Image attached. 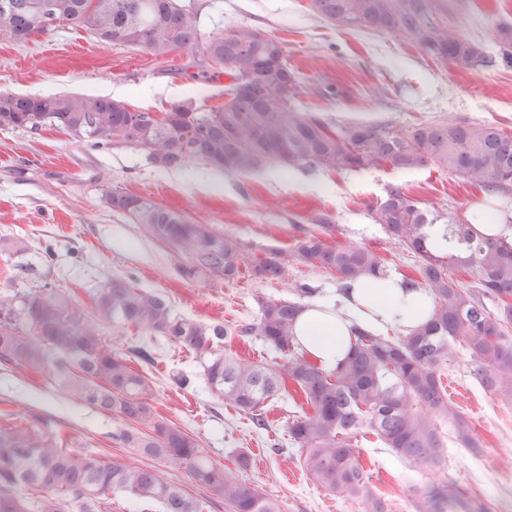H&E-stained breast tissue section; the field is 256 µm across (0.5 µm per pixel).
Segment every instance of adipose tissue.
Instances as JSON below:
<instances>
[{"label": "adipose tissue", "instance_id": "1", "mask_svg": "<svg viewBox=\"0 0 512 512\" xmlns=\"http://www.w3.org/2000/svg\"><path fill=\"white\" fill-rule=\"evenodd\" d=\"M431 311V297L424 289H404L394 275L369 277L337 293L330 306L307 305L296 319L295 335L302 351L333 371L347 358L356 328L408 332L425 323Z\"/></svg>", "mask_w": 512, "mask_h": 512}]
</instances>
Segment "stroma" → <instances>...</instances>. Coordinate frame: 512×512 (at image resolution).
I'll list each match as a JSON object with an SVG mask.
<instances>
[{
	"label": "stroma",
	"mask_w": 512,
	"mask_h": 512,
	"mask_svg": "<svg viewBox=\"0 0 512 512\" xmlns=\"http://www.w3.org/2000/svg\"><path fill=\"white\" fill-rule=\"evenodd\" d=\"M199 2L205 34L247 26L284 41L296 80L294 106L329 123L386 122L405 129L448 119L492 123L512 133V67L503 63L496 43L487 45L486 64L461 71L424 55L413 41L336 26L311 12L309 0ZM429 9L439 23L477 39L512 24V0H430ZM200 71L193 51L155 57L126 44L96 41L68 24L24 44L0 42V92L21 96L102 95L158 113L182 101L223 104L230 78L219 74L206 81ZM105 174L121 190L237 237L251 259L279 253L289 281L310 284L320 300L336 288L332 274L293 255L297 240L315 230L317 220L336 225L334 240L366 245L381 254L388 271L402 276L413 273L414 255L389 241L369 217L370 206L389 188H401L457 220L478 202L512 213V189L490 192L432 164L411 171L336 173L270 167L226 174L199 165L161 171L132 146L95 148L53 130L0 129V241L19 238L27 246L18 256L0 253V289L29 293L49 285L87 305L101 285L125 278L168 296L183 317L223 324L230 331L225 353L253 360L272 355L261 342L237 337L234 329L258 315L259 298L287 297L286 284L249 275L231 281L183 278L171 246L101 202L97 180ZM48 251L54 255L49 264L43 260ZM19 264L30 266V273L17 275ZM154 351L160 361L153 375L158 411L194 436L212 460L238 469V454H247L240 477L278 499L282 512H359L303 473L287 435L293 402L268 408L266 427H257L204 385L176 387L172 374L200 373L195 354L166 340ZM473 368L461 352L454 367L441 371L451 400L482 444L475 455L446 440L444 475L470 487L493 512H512V406L484 391ZM7 407L23 418L33 412L63 419L80 450L120 462L133 456L112 438L119 420L72 404L44 377L0 369V410ZM359 448L375 494L388 499L393 512H416L404 463L374 436L361 438Z\"/></svg>",
	"instance_id": "1"
}]
</instances>
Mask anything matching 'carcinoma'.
<instances>
[{
  "label": "carcinoma",
  "instance_id": "cac0c4a2",
  "mask_svg": "<svg viewBox=\"0 0 512 512\" xmlns=\"http://www.w3.org/2000/svg\"><path fill=\"white\" fill-rule=\"evenodd\" d=\"M310 8L340 27L370 29L418 42L425 54L471 70L485 59V45L437 24L427 0H310ZM199 11L183 0H0V42L23 44L63 23L102 42L114 37L155 57L194 49L203 65L231 79L221 106L201 109L180 103L164 113L177 121L183 137L172 140L154 113L134 110L105 96H17L0 92V128L39 131L55 128L98 147L129 145L165 170L203 164L228 174L268 166L327 171L389 167L410 170L429 162L484 188L512 185V134L489 123L441 120L398 130L388 123H346L331 127L322 117L298 111L293 72L284 43L248 27L204 38ZM490 37L512 66V26ZM100 199L122 212L184 263L186 279H234L243 272L267 281L286 279L278 255L247 258L242 243L207 224L140 196L121 192L105 179ZM387 239L418 258L416 275L404 288H423L433 301L430 321L411 333L393 336L359 329L347 361L326 371L299 351L294 333L300 302L270 299L257 318L235 329L259 339L279 361L272 364L224 354L228 329L175 314L168 297L135 288L122 279L103 285L89 308L53 288L41 292L0 291V365L51 379L79 402L124 424L113 434L125 448L145 458L175 465L188 480L222 500L230 512H281L278 501L253 483L215 463L198 441L172 426L155 408L151 379L135 363L153 367L147 349L164 338L193 352L206 387L224 405L265 427L268 402L288 396V384L302 391L303 409L288 424V436L304 457L309 479L361 512H392L368 488L358 437L369 432L411 471L425 477L411 485L419 493L417 512H489L472 493L437 478L445 469L443 422L453 440L477 454L482 448L470 421L448 403L440 365L462 346L476 364L480 386L512 402V233L474 235L471 224L446 222L448 251L426 244L425 229L439 219L399 188L369 209ZM297 240L298 259L331 272L338 287L387 274L383 258L358 244H329L333 224ZM463 270L472 283L450 275ZM134 328L147 342L120 349L108 344L104 325ZM0 410V512H106L116 492L129 496L131 512L144 502L161 512H203V502L156 468L104 460L73 450V436L47 420L13 422Z\"/></svg>",
  "mask_w": 512,
  "mask_h": 512
}]
</instances>
